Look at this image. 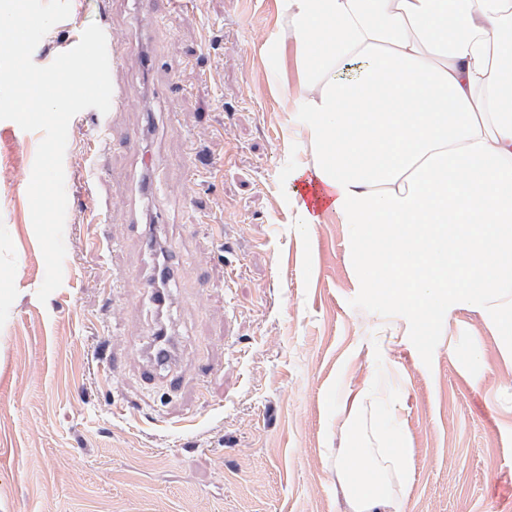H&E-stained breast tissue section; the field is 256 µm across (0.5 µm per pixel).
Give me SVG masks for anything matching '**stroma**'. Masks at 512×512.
<instances>
[{
	"label": "stroma",
	"mask_w": 512,
	"mask_h": 512,
	"mask_svg": "<svg viewBox=\"0 0 512 512\" xmlns=\"http://www.w3.org/2000/svg\"><path fill=\"white\" fill-rule=\"evenodd\" d=\"M70 14L35 64L95 22L94 0H71ZM111 23L125 53L116 78L144 106L113 112L92 202L93 131L86 113L71 119L63 283L44 303L27 195L43 134L0 120V512H350L336 473L346 392L362 397L361 447H383L379 425L397 417L411 450L409 483L391 482L400 512H512L506 340L473 306L424 335L368 296L348 225L326 212L299 222L309 184L295 172L313 147L281 0H197L149 38L139 0H112ZM274 39L285 93L264 48ZM147 154L165 208L159 245L188 267L173 289L174 389L144 383L137 356L155 316L141 286L153 258L133 227L154 223V208L118 205ZM199 157L213 172L187 182ZM103 237L120 244L114 260ZM119 404L127 419L113 418Z\"/></svg>",
	"instance_id": "stroma-1"
}]
</instances>
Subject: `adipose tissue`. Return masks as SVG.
I'll use <instances>...</instances> for the list:
<instances>
[{"mask_svg":"<svg viewBox=\"0 0 512 512\" xmlns=\"http://www.w3.org/2000/svg\"><path fill=\"white\" fill-rule=\"evenodd\" d=\"M299 50L311 178L357 241L359 275L417 323L478 307L512 335V0H282ZM347 450L351 512H394L409 454Z\"/></svg>","mask_w":512,"mask_h":512,"instance_id":"adipose-tissue-1","label":"adipose tissue"}]
</instances>
